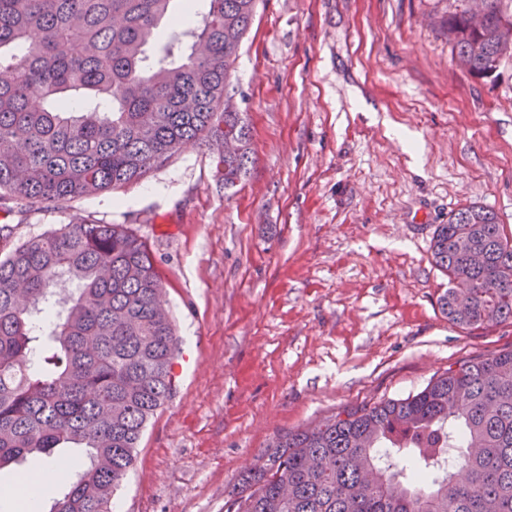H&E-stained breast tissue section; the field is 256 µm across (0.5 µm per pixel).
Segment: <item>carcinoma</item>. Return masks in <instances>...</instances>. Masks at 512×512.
Instances as JSON below:
<instances>
[{"mask_svg":"<svg viewBox=\"0 0 512 512\" xmlns=\"http://www.w3.org/2000/svg\"><path fill=\"white\" fill-rule=\"evenodd\" d=\"M172 0H0V210L114 190L188 144L252 163L233 83L257 0H207L167 27ZM466 0L443 19L459 63L492 78L512 57V10ZM484 252L472 266L467 252ZM439 297L465 330L512 319V232L470 203L437 225ZM178 352L147 243L122 224H67L0 256V470L57 448L86 462L49 512H111ZM227 512H512V349L448 367L421 391L349 405L275 438Z\"/></svg>","mask_w":512,"mask_h":512,"instance_id":"carcinoma-1","label":"carcinoma"}]
</instances>
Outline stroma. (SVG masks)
<instances>
[{
	"label": "stroma",
	"instance_id": "stroma-1",
	"mask_svg": "<svg viewBox=\"0 0 512 512\" xmlns=\"http://www.w3.org/2000/svg\"><path fill=\"white\" fill-rule=\"evenodd\" d=\"M448 7L258 0L237 59L253 163L236 187L189 145L121 188L0 212V255L67 224L133 229L192 353L116 512H226L278 435L512 349V320L464 330L438 303L436 226L477 202L512 229V59L493 80L458 64Z\"/></svg>",
	"mask_w": 512,
	"mask_h": 512
}]
</instances>
